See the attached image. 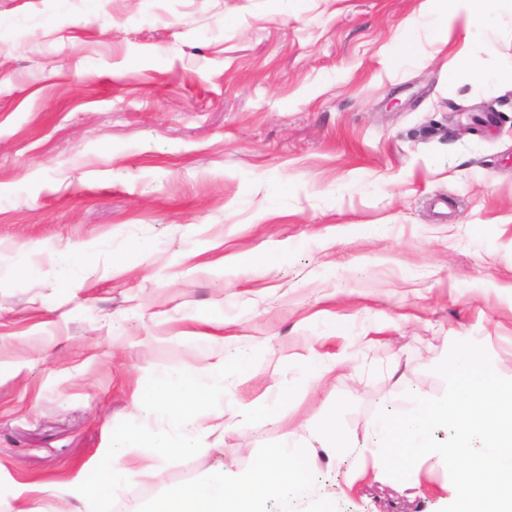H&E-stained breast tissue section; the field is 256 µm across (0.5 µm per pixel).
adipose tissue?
Segmentation results:
<instances>
[{
	"mask_svg": "<svg viewBox=\"0 0 512 512\" xmlns=\"http://www.w3.org/2000/svg\"><path fill=\"white\" fill-rule=\"evenodd\" d=\"M202 342L211 352V363L194 373L173 368L156 371L150 395L138 402L145 415L163 420V428L147 432L131 427L110 447L98 449L65 482L16 483L15 498L24 504V512H45L43 501L53 497L75 501L76 512H99L131 479L149 478L168 458L193 455L198 436L212 429L200 414L212 397L207 380L223 383L225 405L241 421H249L258 409L275 415L270 395L248 403L236 397L237 384L249 374L247 353L228 356L215 336L203 337ZM273 496L296 506L314 501L318 512H332L331 496L320 494L311 477L305 448L288 433L251 471L230 474L216 467L206 481L183 485L165 500L161 512H264Z\"/></svg>",
	"mask_w": 512,
	"mask_h": 512,
	"instance_id": "obj_1",
	"label": "adipose tissue"
}]
</instances>
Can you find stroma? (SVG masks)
Listing matches in <instances>:
<instances>
[{
  "mask_svg": "<svg viewBox=\"0 0 512 512\" xmlns=\"http://www.w3.org/2000/svg\"><path fill=\"white\" fill-rule=\"evenodd\" d=\"M423 4L0 0V512L125 431L158 369L202 368L200 336L249 351L238 397L277 417L227 416L127 512L333 414L352 448L307 454L334 512L448 505L434 460L352 479L379 410L443 395L453 342L512 376V86L450 78L512 62V8L443 43ZM86 243L79 281L45 275Z\"/></svg>",
  "mask_w": 512,
  "mask_h": 512,
  "instance_id": "1",
  "label": "stroma"
}]
</instances>
